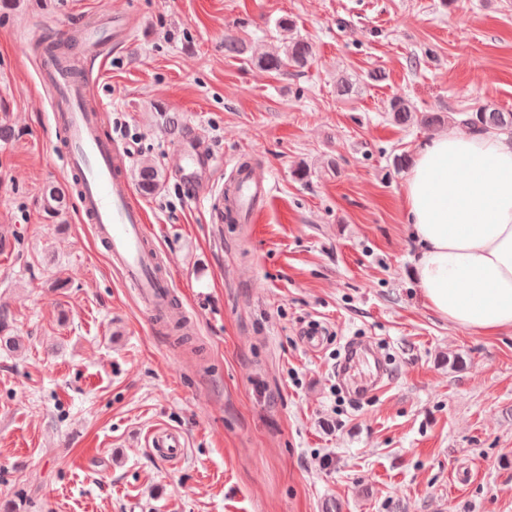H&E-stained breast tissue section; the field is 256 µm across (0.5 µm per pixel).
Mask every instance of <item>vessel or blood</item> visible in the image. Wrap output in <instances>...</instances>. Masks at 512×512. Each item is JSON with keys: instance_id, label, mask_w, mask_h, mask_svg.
Masks as SVG:
<instances>
[{"instance_id": "1", "label": "vessel or blood", "mask_w": 512, "mask_h": 512, "mask_svg": "<svg viewBox=\"0 0 512 512\" xmlns=\"http://www.w3.org/2000/svg\"><path fill=\"white\" fill-rule=\"evenodd\" d=\"M130 32L129 15L116 10L104 21L82 20L76 44L89 51L93 59L104 62L108 59L107 47L128 43ZM42 74L54 81L56 101L52 117L64 136L65 171L79 187L81 221L91 225L113 267L136 289L149 319L185 318V310L173 293L170 277L154 245L146 212L129 180L126 155L105 133V114L92 101L88 79L73 76L51 59L44 61ZM231 177L236 185L232 216L240 222L257 214L271 188L255 166L240 161L233 165ZM363 352V346L350 345L336 370L338 379L356 397L372 395L386 385L381 372L366 380L357 378L356 368ZM150 446L154 454L170 461L180 460L185 452L181 433L169 428L155 430Z\"/></svg>"}]
</instances>
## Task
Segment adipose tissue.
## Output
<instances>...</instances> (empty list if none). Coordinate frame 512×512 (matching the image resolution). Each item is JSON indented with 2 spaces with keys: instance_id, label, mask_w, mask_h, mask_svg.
Returning <instances> with one entry per match:
<instances>
[{
  "instance_id": "1",
  "label": "adipose tissue",
  "mask_w": 512,
  "mask_h": 512,
  "mask_svg": "<svg viewBox=\"0 0 512 512\" xmlns=\"http://www.w3.org/2000/svg\"><path fill=\"white\" fill-rule=\"evenodd\" d=\"M404 202L425 306L467 331H512V140L432 137L416 153Z\"/></svg>"
}]
</instances>
